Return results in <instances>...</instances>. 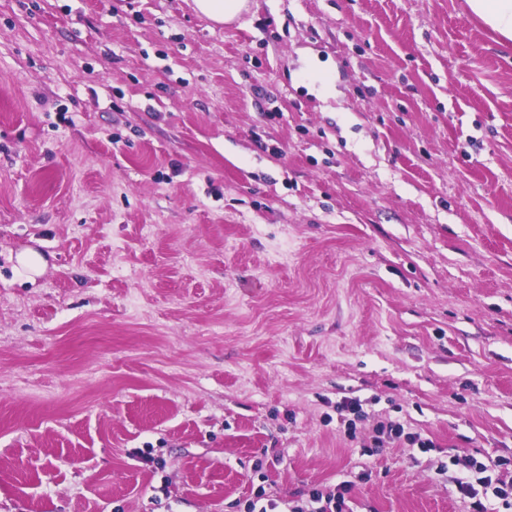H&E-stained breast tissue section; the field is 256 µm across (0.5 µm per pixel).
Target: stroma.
<instances>
[{"label": "stroma", "mask_w": 512, "mask_h": 512, "mask_svg": "<svg viewBox=\"0 0 512 512\" xmlns=\"http://www.w3.org/2000/svg\"><path fill=\"white\" fill-rule=\"evenodd\" d=\"M471 457L512 463V43L467 0H0V512H467ZM198 13L216 24L232 23L247 9L246 0H193ZM22 273L26 274V281L31 283L41 276L46 269L47 263L45 259L37 252L28 250L17 256ZM340 489V490H339ZM335 493L334 491L324 493L322 490H312L310 496L320 506L315 512H342V504L345 502L344 493L350 489L349 485H343Z\"/></svg>", "instance_id": "obj_1"}]
</instances>
